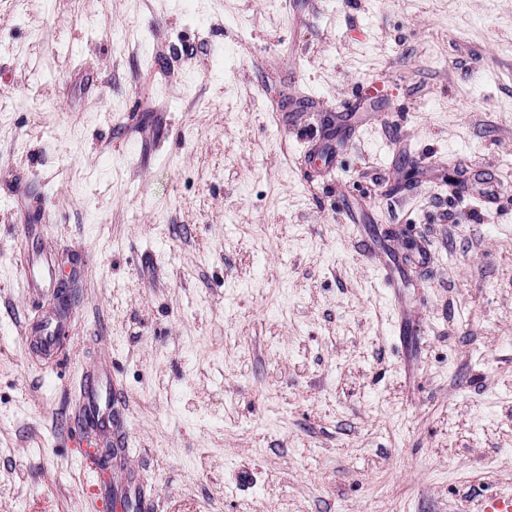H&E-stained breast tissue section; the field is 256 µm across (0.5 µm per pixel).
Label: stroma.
I'll use <instances>...</instances> for the list:
<instances>
[{
	"instance_id": "obj_1",
	"label": "stroma",
	"mask_w": 512,
	"mask_h": 512,
	"mask_svg": "<svg viewBox=\"0 0 512 512\" xmlns=\"http://www.w3.org/2000/svg\"><path fill=\"white\" fill-rule=\"evenodd\" d=\"M134 479L153 512L512 491V0H0V512ZM23 239L31 254V261L22 270L25 287L35 292L54 287L57 282L54 258L42 248L39 235L31 227L27 228ZM105 402H103V398ZM111 395L106 380L98 379L88 387L85 400V425L86 427L97 426L98 430L112 426V409L108 407Z\"/></svg>"
}]
</instances>
